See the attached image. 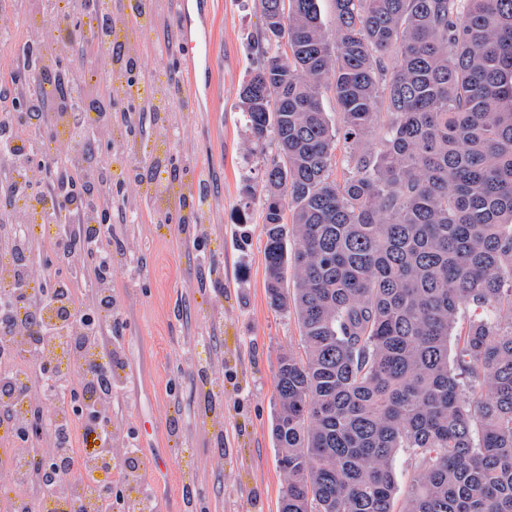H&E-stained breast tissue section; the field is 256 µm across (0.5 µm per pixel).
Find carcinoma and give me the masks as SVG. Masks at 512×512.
Masks as SVG:
<instances>
[{"instance_id":"cac0c4a2","label":"carcinoma","mask_w":512,"mask_h":512,"mask_svg":"<svg viewBox=\"0 0 512 512\" xmlns=\"http://www.w3.org/2000/svg\"><path fill=\"white\" fill-rule=\"evenodd\" d=\"M319 2L258 0L238 93L250 138L274 146L243 189L268 302L300 329L276 373L279 512H394L401 452L402 512H512V0H332L333 31ZM114 22L105 113L143 144L127 114L153 103L124 91L140 32ZM24 58L23 77L45 67L35 46ZM153 93L172 136L184 103ZM167 191L177 206L193 183Z\"/></svg>"}]
</instances>
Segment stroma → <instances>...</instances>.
Masks as SVG:
<instances>
[{
	"instance_id": "35a3bbf8",
	"label": "stroma",
	"mask_w": 512,
	"mask_h": 512,
	"mask_svg": "<svg viewBox=\"0 0 512 512\" xmlns=\"http://www.w3.org/2000/svg\"><path fill=\"white\" fill-rule=\"evenodd\" d=\"M208 2L195 29L214 33L219 100L188 94L205 76L182 52L173 23L142 36L150 66L186 94L181 135L167 153L177 168L193 160L194 187L205 195L196 224L145 203L112 225L113 240L135 256L112 268L125 360L112 417L122 439H137L143 455L163 466L164 484L152 487L160 512H278L285 479L272 438L274 382L281 353L299 346V327L268 304L263 226L240 206L243 186L260 179L265 162L237 108L262 18L255 0ZM29 26L14 0H0L2 87L14 81ZM96 148L100 163L112 167V208L120 210L122 198L139 196L131 171L148 168L153 147L133 159L104 140ZM203 334L210 338L205 384L187 362ZM213 411L222 412V429L212 427Z\"/></svg>"
}]
</instances>
